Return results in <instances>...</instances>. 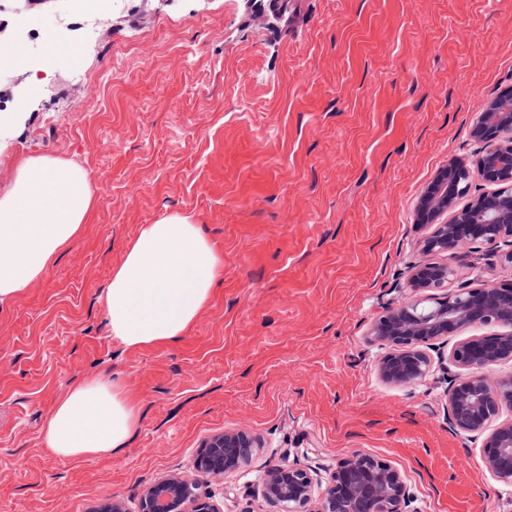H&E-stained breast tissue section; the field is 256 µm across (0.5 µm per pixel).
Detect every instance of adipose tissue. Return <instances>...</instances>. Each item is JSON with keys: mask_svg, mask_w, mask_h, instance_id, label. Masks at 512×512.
I'll list each match as a JSON object with an SVG mask.
<instances>
[{"mask_svg": "<svg viewBox=\"0 0 512 512\" xmlns=\"http://www.w3.org/2000/svg\"><path fill=\"white\" fill-rule=\"evenodd\" d=\"M93 192L81 167L51 157L18 161L0 194V302L41 279L91 219ZM223 259L190 214L143 225L112 272L101 300L113 340L127 348L172 344L207 306ZM139 421V404L102 374L74 383L44 434L56 456L120 451Z\"/></svg>", "mask_w": 512, "mask_h": 512, "instance_id": "1", "label": "adipose tissue"}]
</instances>
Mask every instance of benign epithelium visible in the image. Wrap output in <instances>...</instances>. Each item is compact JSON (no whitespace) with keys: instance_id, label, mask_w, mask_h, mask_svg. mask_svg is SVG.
<instances>
[{"instance_id":"benign-epithelium-1","label":"benign epithelium","mask_w":512,"mask_h":512,"mask_svg":"<svg viewBox=\"0 0 512 512\" xmlns=\"http://www.w3.org/2000/svg\"><path fill=\"white\" fill-rule=\"evenodd\" d=\"M469 141L481 145L473 155L448 159L415 203V223L423 229L418 246L424 254L459 260L464 245L502 244L512 260V89L484 101L474 114ZM485 190L470 194V175ZM456 276L448 262H421L410 267L406 287L417 296L444 291L431 309L413 299L373 320L369 342L385 352L377 365L390 386L423 382L434 366L448 375V423L458 432L483 436L481 456L486 470L512 486V375L490 379L487 371L512 361V282L450 288ZM493 326L488 336H467L444 350L448 338L475 327ZM259 447L244 431L211 437L195 460V469L222 478L246 462ZM317 478L298 464L268 470L261 494L286 512H408L412 501L402 474L388 462L354 452L336 463L322 491L320 507L307 509ZM140 512H219L197 492L196 482L171 475L150 485L141 496Z\"/></svg>"}]
</instances>
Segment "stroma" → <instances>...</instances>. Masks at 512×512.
Returning a JSON list of instances; mask_svg holds the SVG:
<instances>
[{
    "instance_id": "obj_1",
    "label": "stroma",
    "mask_w": 512,
    "mask_h": 512,
    "mask_svg": "<svg viewBox=\"0 0 512 512\" xmlns=\"http://www.w3.org/2000/svg\"><path fill=\"white\" fill-rule=\"evenodd\" d=\"M82 54L37 37L48 77L0 129V193L26 157L75 163L94 217L40 280L0 302V512H138L162 477L195 474L221 512H280L258 486L297 464L326 480L355 451L405 478L416 512H512L482 439L448 425L434 371L383 384L371 321L407 300L421 261L414 206L472 116L512 87V0H292L273 28L241 0H112ZM194 215L224 258L210 303L174 344L114 342L99 299L142 225ZM512 280L492 246L456 283ZM108 373L141 399L119 452L63 459L45 445L56 401ZM227 430L261 448L237 472L193 471Z\"/></svg>"
}]
</instances>
